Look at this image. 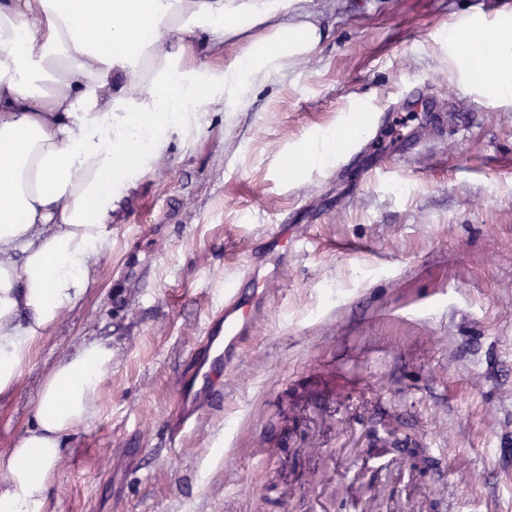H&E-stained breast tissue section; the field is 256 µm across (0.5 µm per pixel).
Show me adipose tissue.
Returning a JSON list of instances; mask_svg holds the SVG:
<instances>
[{
    "instance_id": "obj_1",
    "label": "adipose tissue",
    "mask_w": 512,
    "mask_h": 512,
    "mask_svg": "<svg viewBox=\"0 0 512 512\" xmlns=\"http://www.w3.org/2000/svg\"><path fill=\"white\" fill-rule=\"evenodd\" d=\"M299 0H0V395L91 284L112 235L115 190L135 187L179 112L265 80L313 52L319 26L283 21ZM213 52L200 57L195 37ZM243 41L232 65L224 43ZM448 51L491 97H512V21L455 25ZM364 114L288 170L332 163ZM112 346L81 344L42 382L15 448L0 452V512H43L67 436L88 425Z\"/></svg>"
}]
</instances>
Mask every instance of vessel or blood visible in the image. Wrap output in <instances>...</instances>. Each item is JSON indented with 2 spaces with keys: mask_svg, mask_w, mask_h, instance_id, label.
Segmentation results:
<instances>
[{
  "mask_svg": "<svg viewBox=\"0 0 512 512\" xmlns=\"http://www.w3.org/2000/svg\"><path fill=\"white\" fill-rule=\"evenodd\" d=\"M266 242L265 251L253 254L245 276L225 288L222 306L183 366L171 437H180L204 412L218 405L226 374L243 357L245 344L263 313L265 285L278 276L281 259L295 245L284 224L268 235Z\"/></svg>",
  "mask_w": 512,
  "mask_h": 512,
  "instance_id": "b4317fda",
  "label": "vessel or blood"
}]
</instances>
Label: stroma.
Returning a JSON list of instances; mask_svg holds the SVG:
<instances>
[{
	"label": "stroma",
	"mask_w": 512,
	"mask_h": 512,
	"mask_svg": "<svg viewBox=\"0 0 512 512\" xmlns=\"http://www.w3.org/2000/svg\"><path fill=\"white\" fill-rule=\"evenodd\" d=\"M304 12L317 51L172 131L121 194L86 296L0 398L2 452L57 360L112 344L45 512H512V100L470 83L446 39L512 17V0ZM359 107L372 131L334 166L286 171ZM279 224L306 244L269 283L220 406L171 439L191 348ZM395 423L428 474L384 447Z\"/></svg>",
	"instance_id": "35a3bbf8"
}]
</instances>
